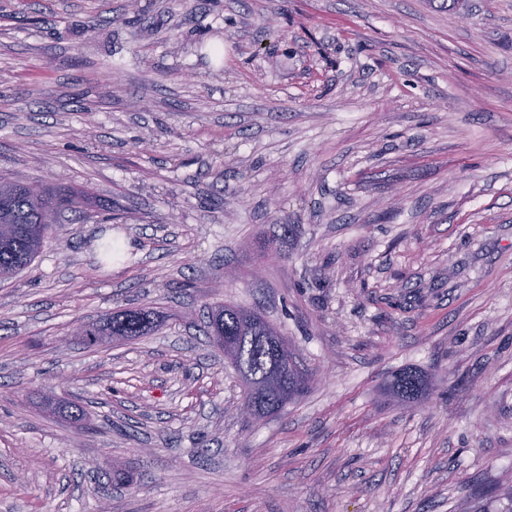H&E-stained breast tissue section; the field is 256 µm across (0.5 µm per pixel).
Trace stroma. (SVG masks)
Instances as JSON below:
<instances>
[{
	"mask_svg": "<svg viewBox=\"0 0 512 512\" xmlns=\"http://www.w3.org/2000/svg\"><path fill=\"white\" fill-rule=\"evenodd\" d=\"M0 176L92 214L0 283V512H512V0H0ZM225 303L312 376L267 420ZM148 316L158 319L157 313L152 308L123 309L113 312L112 316L99 323H84L86 335L83 337L88 346H95L96 341L91 336H121L119 340H129L145 336L151 332L145 323ZM424 379L415 370H403L393 376L390 382L391 391L402 399H411L423 389Z\"/></svg>",
	"mask_w": 512,
	"mask_h": 512,
	"instance_id": "obj_1",
	"label": "stroma"
}]
</instances>
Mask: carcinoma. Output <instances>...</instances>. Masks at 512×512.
<instances>
[{"label": "carcinoma", "mask_w": 512, "mask_h": 512, "mask_svg": "<svg viewBox=\"0 0 512 512\" xmlns=\"http://www.w3.org/2000/svg\"><path fill=\"white\" fill-rule=\"evenodd\" d=\"M84 195L68 187L43 188L30 192L25 182L0 177V281L10 280L32 265L39 256L51 225L62 211L80 212ZM151 308L123 309L99 323L84 324V341L95 346L96 336H119L123 340L145 336L150 328ZM207 335L222 336L230 346V363L240 371L245 387L244 403L260 411L282 409L303 395L311 375L300 368L294 355L283 354L285 339L257 310L230 304L211 308ZM424 379L415 370H403L393 376L391 391L411 399L423 389ZM47 404L73 422L84 420V411L75 404L53 398Z\"/></svg>", "instance_id": "obj_1"}]
</instances>
